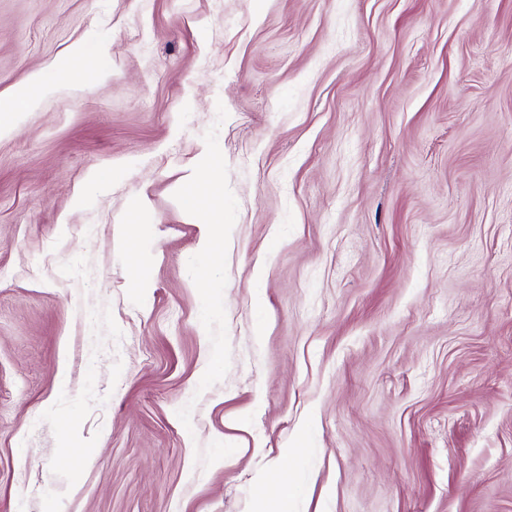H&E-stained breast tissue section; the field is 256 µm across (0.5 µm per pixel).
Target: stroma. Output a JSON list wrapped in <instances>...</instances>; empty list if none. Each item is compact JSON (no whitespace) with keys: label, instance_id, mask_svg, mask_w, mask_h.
I'll return each mask as SVG.
<instances>
[{"label":"stroma","instance_id":"35a3bbf8","mask_svg":"<svg viewBox=\"0 0 512 512\" xmlns=\"http://www.w3.org/2000/svg\"><path fill=\"white\" fill-rule=\"evenodd\" d=\"M96 28L109 77L59 72ZM37 69L0 512H275L277 470L288 512H512V0H0V94ZM184 203L190 211L198 212L203 217L202 224H210L219 234H223L224 225L218 222L223 215L222 205L203 207L194 190H190L184 195Z\"/></svg>","mask_w":512,"mask_h":512}]
</instances>
